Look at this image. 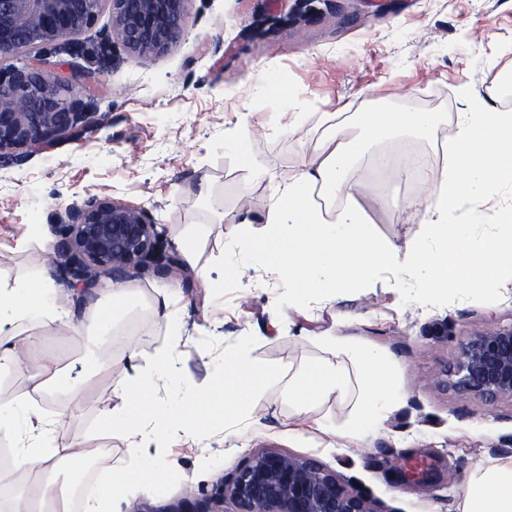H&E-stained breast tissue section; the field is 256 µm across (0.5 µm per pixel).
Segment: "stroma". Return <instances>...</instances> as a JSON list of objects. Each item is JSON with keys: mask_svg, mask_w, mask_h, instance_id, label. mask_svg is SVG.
Returning a JSON list of instances; mask_svg holds the SVG:
<instances>
[{"mask_svg": "<svg viewBox=\"0 0 512 512\" xmlns=\"http://www.w3.org/2000/svg\"><path fill=\"white\" fill-rule=\"evenodd\" d=\"M315 15L296 16V0H188L183 39L164 54L124 53L92 92L96 128L78 141L32 153L20 166L0 169V271L14 278H51L50 254L34 239L54 244L60 208L91 192L147 209L167 252L184 257L193 241L191 280L150 271L101 278L90 295L60 288L71 316L83 319L103 291L129 289L134 307L118 325L150 348H175V372L163 376L154 400L171 411L199 391L223 385L225 356L247 345L253 360L279 375L251 400L244 422L210 421L199 439L170 428L150 454L161 479L128 485L112 512L149 506L163 512L186 491L211 494L259 448L313 458L336 471L345 487L391 512H460L463 493L480 468L512 460V401L488 403L447 389L461 336L512 325V280L494 303L457 300L438 307L402 302L394 278L338 295L298 302L273 268L239 250L257 239L278 183L318 157L334 130L360 132L359 113L387 103L436 113L434 138L404 135L384 144L395 160L421 159V190L409 176L374 172L362 160L350 172L377 232L404 252L427 218L424 187L441 176L438 151L465 111L463 89L491 95L497 109L512 105V0H314ZM287 84L281 98L264 89L267 77ZM246 142L252 165L238 161ZM409 200L418 206L400 215ZM240 275L220 288L229 266ZM174 289L180 337L153 314L158 292ZM0 335L40 337L78 400L34 393L27 373L0 377V395L34 396L43 412H65L54 442L96 452L94 479L116 472L132 453L128 444L100 436V415L126 399L127 354L113 350L110 371L87 377V336H61L32 321L0 326ZM336 340L329 352L321 337ZM374 347L383 355L397 401L377 431L358 434L362 375L348 352ZM336 360L346 375L341 393L308 408L328 428L306 430L288 385L309 365ZM431 471L428 482L411 467Z\"/></svg>", "mask_w": 512, "mask_h": 512, "instance_id": "obj_1", "label": "stroma"}]
</instances>
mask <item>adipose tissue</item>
<instances>
[{"label": "adipose tissue", "mask_w": 512, "mask_h": 512, "mask_svg": "<svg viewBox=\"0 0 512 512\" xmlns=\"http://www.w3.org/2000/svg\"><path fill=\"white\" fill-rule=\"evenodd\" d=\"M361 134L346 138L333 136V147L320 160L304 165L296 175L281 181L264 222L267 233L259 241H242V249L266 264L277 265L288 280L296 300L335 298L344 289L368 281L376 265L393 259V249L380 238L362 206L348 174L354 164L378 145L403 134L426 137L433 133L436 117L430 112L379 110L359 115ZM340 196L343 206L336 218H327L317 194ZM130 293L123 288L108 291V301L90 321L70 318L58 301L52 281L43 278L19 280L0 272V321L15 323L36 320L60 334L75 336L86 326L100 335H112L114 319L123 313ZM121 348L129 361L148 358L147 369L136 370L126 382L128 397L123 404L103 413L100 427L116 438L131 440L135 449L125 469L85 494L84 512H112V501L131 480L156 477L147 447L157 442L170 424H177L186 436L199 435V420L211 417L209 391H201L184 410L171 413L151 402L154 377L167 373L174 359L173 348L144 354L137 341L122 337ZM367 391L356 422L358 430L373 429L390 406L389 395L378 386L380 360L376 349L357 354ZM10 370L30 371L34 391L50 390L63 372L57 361L40 352V339L0 337V374ZM224 416L234 420L249 410L248 395L257 394L277 375L276 369L256 364L248 347H241L224 362ZM344 374L337 365H311L288 388L289 398L299 409L317 399L342 390ZM61 423L60 417L46 416L32 399L19 397L0 401V436L10 439L16 449L7 469L0 470V488L9 490V512H54L68 506L72 474L83 471L91 454L76 445H50L49 439ZM40 466L46 479L28 486L32 466ZM461 512H512V461L494 465L472 475L464 492Z\"/></svg>", "instance_id": "1"}]
</instances>
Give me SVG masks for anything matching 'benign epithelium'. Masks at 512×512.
<instances>
[{
    "label": "benign epithelium",
    "mask_w": 512,
    "mask_h": 512,
    "mask_svg": "<svg viewBox=\"0 0 512 512\" xmlns=\"http://www.w3.org/2000/svg\"><path fill=\"white\" fill-rule=\"evenodd\" d=\"M188 0H0V51L16 63L0 67V168L21 166L31 153L77 140L93 130L97 110L90 86L118 67L116 46L141 57L163 54L184 36ZM111 5L112 26L99 31L97 68L80 65V36ZM52 45L73 59L57 73L43 54ZM68 96H62V93ZM56 273L85 292L103 274L152 269L164 278H192L179 259L160 246L156 225L141 207L86 193L57 213ZM452 388L485 401L512 399V326L474 330L459 342ZM384 512L348 491L336 472L310 458L261 448L214 494L190 493L168 512Z\"/></svg>",
    "instance_id": "7a95c632"
}]
</instances>
